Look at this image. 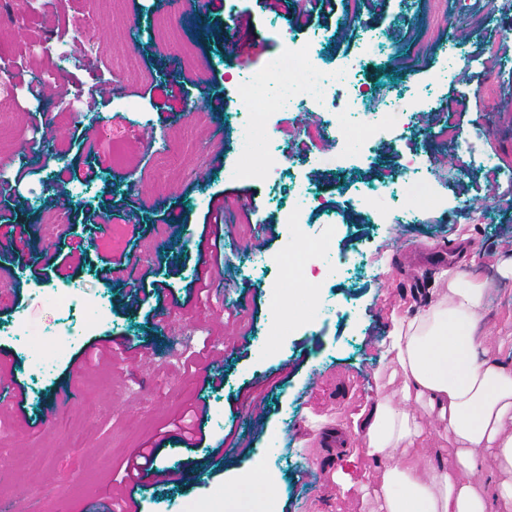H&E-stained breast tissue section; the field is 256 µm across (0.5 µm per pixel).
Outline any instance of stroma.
Here are the masks:
<instances>
[{
	"label": "stroma",
	"mask_w": 512,
	"mask_h": 512,
	"mask_svg": "<svg viewBox=\"0 0 512 512\" xmlns=\"http://www.w3.org/2000/svg\"><path fill=\"white\" fill-rule=\"evenodd\" d=\"M443 3L440 19L431 0H358L351 20L346 0L324 18L284 0L273 9L235 0L230 16L214 15L209 0H0V45L15 49L0 59L14 78L10 108L0 112V181L15 185L18 253L0 259L14 275L0 285V325L23 313L39 326L76 329L65 356L49 363L24 337L0 334L14 381L27 391L24 404L0 402V512L121 507L122 464L148 442L159 447L158 466L173 468L196 467L226 442L243 448L188 483L140 488V512H180L186 503L224 512L217 489L246 473L281 481L277 512H362L360 497L342 494L334 475L341 469L376 485L385 461L366 456L361 440L340 447L331 436L351 432L350 412L374 402L393 315L421 308L451 269L490 283L485 321L512 334V280L497 274L512 258V205L498 201L512 188V82L484 63L493 43L512 66V0L491 16L480 0ZM79 9L90 13L94 43L64 22ZM282 28L300 40L323 34L328 67L355 63L373 89L395 96L411 86L428 96L408 127L370 145L340 141V166L321 163L318 144L308 158L282 160L285 177L309 188L320 207L297 228L279 223V197L261 177L232 170L237 162L256 167L262 156L232 118L243 106L237 79L262 73L283 85L270 66ZM373 29L387 33V48L369 58L360 44ZM174 80L185 92L172 98L165 90ZM76 97L81 118L56 121ZM436 122L456 130L457 141L435 139ZM49 128L57 137L47 142ZM76 129L87 141L73 137ZM116 136L121 165L105 153ZM41 143L57 160L35 156ZM408 156L428 186L415 220L390 195L349 198L354 189L401 183ZM65 169L74 178L69 204L60 205L55 179ZM218 195L226 231L254 223L267 254L322 234L325 218L335 217L336 249L355 252L354 266L306 292V316L275 320L271 300L293 280L257 278L236 248L215 249L203 225ZM93 213L109 217L110 230L86 223ZM50 220L61 226L53 239L42 234ZM51 250L67 256L64 276ZM217 254L222 285L198 293L194 269ZM117 258L123 273L103 278L105 261ZM155 281L165 284L161 297L128 306L130 284ZM63 284L98 296L103 322L89 326L80 307L54 310L48 294ZM240 317L247 331L236 330ZM114 336L124 348L95 352L94 343ZM212 369L222 388L204 386ZM199 399L209 408L198 423L204 441L187 447L165 426Z\"/></svg>",
	"instance_id": "stroma-1"
}]
</instances>
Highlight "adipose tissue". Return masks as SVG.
<instances>
[{
	"mask_svg": "<svg viewBox=\"0 0 512 512\" xmlns=\"http://www.w3.org/2000/svg\"><path fill=\"white\" fill-rule=\"evenodd\" d=\"M489 288L452 274L394 317L383 357L402 384L353 416L367 454L389 460L380 487H361L370 512H512V362L487 355L505 344L483 323ZM434 435L453 445L452 467L435 462Z\"/></svg>",
	"mask_w": 512,
	"mask_h": 512,
	"instance_id": "ef3b65f1",
	"label": "adipose tissue"
}]
</instances>
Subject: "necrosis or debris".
<instances>
[{"instance_id":"obj_1","label":"necrosis or debris","mask_w":512,"mask_h":512,"mask_svg":"<svg viewBox=\"0 0 512 512\" xmlns=\"http://www.w3.org/2000/svg\"><path fill=\"white\" fill-rule=\"evenodd\" d=\"M320 55L317 40L300 41L294 35H282L281 47L274 62L275 69L292 71L296 79L281 94H273L268 82L260 76L240 78L238 89L245 102L237 112L235 121L246 140L265 145L271 158L264 170V180L272 187L279 186L281 173L275 166L282 147H289L291 154L306 156L311 143L325 141L328 135L345 138H362L374 141L396 127L401 115L419 109L417 100L406 97L385 98L369 92L356 77L354 67L339 71L320 72ZM346 86L344 104L338 108L332 125L315 123L307 127L302 137H290L287 129L268 128V109L280 102L295 106L304 101H320L330 98L338 86ZM254 231L251 225H238L234 244L247 254V264L252 274L265 277L286 265L320 271L328 257L332 256L335 229H328L313 242L299 251H284L274 256L252 252L250 239Z\"/></svg>"}]
</instances>
